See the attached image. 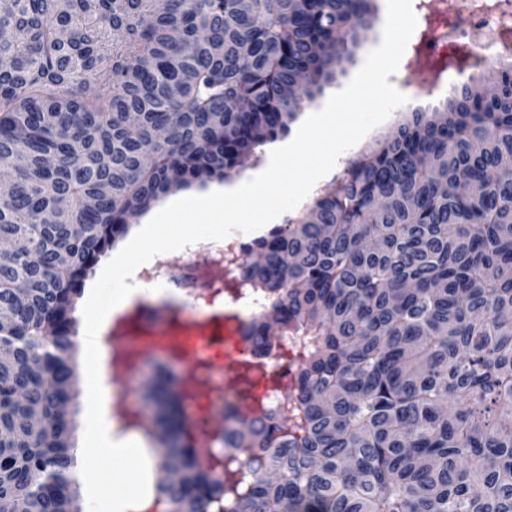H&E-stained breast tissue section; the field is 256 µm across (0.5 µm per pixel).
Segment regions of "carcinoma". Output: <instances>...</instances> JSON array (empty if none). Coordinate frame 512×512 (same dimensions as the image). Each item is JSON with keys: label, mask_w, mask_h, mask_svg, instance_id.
Wrapping results in <instances>:
<instances>
[{"label": "carcinoma", "mask_w": 512, "mask_h": 512, "mask_svg": "<svg viewBox=\"0 0 512 512\" xmlns=\"http://www.w3.org/2000/svg\"><path fill=\"white\" fill-rule=\"evenodd\" d=\"M375 0H0V512H75L78 300L160 197L222 181L336 79ZM246 247L274 412L161 419L186 512H512V54ZM287 344L286 341H278L276 343V347L272 348L270 352L267 354V356L260 362L264 367H268L269 365L274 368V371H277L283 375H285L286 379H288V382L291 380L292 376L294 375V363L295 359H290L288 357V363L287 361L281 357V349ZM268 370H271L270 367H268Z\"/></svg>", "instance_id": "cac0c4a2"}]
</instances>
